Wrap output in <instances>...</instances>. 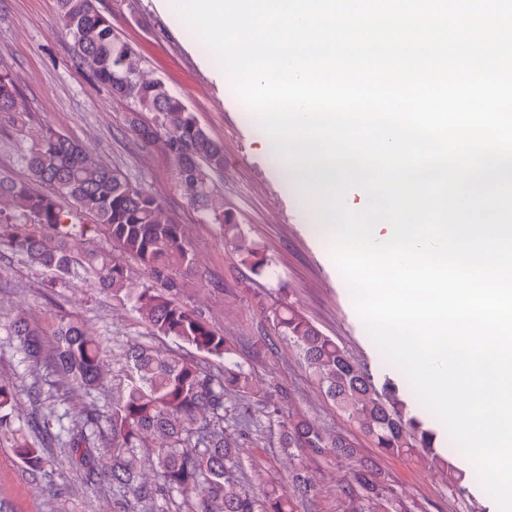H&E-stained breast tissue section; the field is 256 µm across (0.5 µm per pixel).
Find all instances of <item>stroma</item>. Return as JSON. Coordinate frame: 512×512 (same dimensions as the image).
<instances>
[{"label":"stroma","mask_w":512,"mask_h":512,"mask_svg":"<svg viewBox=\"0 0 512 512\" xmlns=\"http://www.w3.org/2000/svg\"><path fill=\"white\" fill-rule=\"evenodd\" d=\"M97 6L134 46L141 73L164 80L223 144L224 167L213 174V183L225 210L235 215L249 238L264 246L271 264L268 274L255 275L241 264L216 225L204 221L184 198L173 161L161 148H145L129 131L127 103L113 98L74 63L71 39L57 21V0H0V68L18 76L28 113L23 129L0 130V171L29 180L19 149L30 145L36 130L48 126L82 142L103 162L122 167L133 184L162 198L169 216L184 225L196 265L184 278L181 299L232 341L237 360L260 389L247 414L233 415L225 423L226 433L238 443L240 485L258 493L267 484L288 482L295 460L282 448L269 417L277 409L350 440L358 459L374 462L414 512H497L484 487L459 494L450 490L442 470L423 459L381 456L326 398L295 351L275 336L265 310L282 298L336 339L375 382L398 372L369 337L348 285L318 234L306 197L272 164L256 116L238 98L211 53L164 0H98ZM1 310L25 312L46 327L63 316L76 319L100 335L110 369L107 383L94 398L102 408L123 382L128 343L139 340L187 358L195 355L173 338L151 335L130 306L87 281L53 286L49 272L19 256L0 262ZM0 379L12 381L23 392L38 386L43 397L61 409L82 403L50 370L29 372L1 332ZM44 455L47 465L34 473L13 449L0 447V512H118L109 488H85L68 463L67 449L51 447ZM354 462L306 460L315 493L297 501L296 512H363L360 499L345 492Z\"/></svg>","instance_id":"35a3bbf8"}]
</instances>
